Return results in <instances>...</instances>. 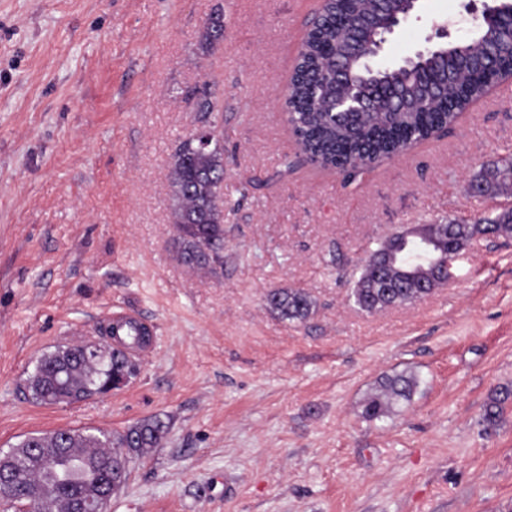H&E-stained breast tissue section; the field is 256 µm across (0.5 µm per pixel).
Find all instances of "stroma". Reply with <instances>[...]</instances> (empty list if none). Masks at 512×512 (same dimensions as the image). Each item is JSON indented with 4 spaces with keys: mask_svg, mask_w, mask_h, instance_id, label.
Returning a JSON list of instances; mask_svg holds the SVG:
<instances>
[{
    "mask_svg": "<svg viewBox=\"0 0 512 512\" xmlns=\"http://www.w3.org/2000/svg\"><path fill=\"white\" fill-rule=\"evenodd\" d=\"M471 0H418L385 47L395 61ZM321 0H0V451L53 428L168 431L133 457L107 512H512V238L474 239L447 285L373 314L351 274L389 232L507 206L471 196L512 155V94L493 86L458 123L344 186L301 162L280 108ZM224 13V38L199 46ZM224 106V273L175 256L171 154L196 97ZM335 253L336 265L323 257ZM272 288L304 289L303 323ZM119 313L151 324L138 372L86 401L35 403L41 356L109 344ZM414 375L381 421L360 404ZM266 304L288 322H304L313 313L309 295L300 288L271 289L266 294Z\"/></svg>",
    "mask_w": 512,
    "mask_h": 512,
    "instance_id": "1",
    "label": "stroma"
}]
</instances>
